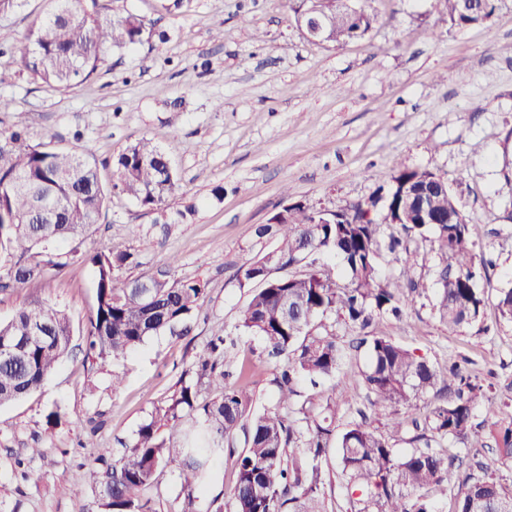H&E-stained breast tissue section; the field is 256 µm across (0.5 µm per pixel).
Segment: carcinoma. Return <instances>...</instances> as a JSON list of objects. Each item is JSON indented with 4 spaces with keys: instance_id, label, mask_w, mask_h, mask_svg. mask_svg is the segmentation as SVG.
Returning <instances> with one entry per match:
<instances>
[{
    "instance_id": "obj_1",
    "label": "carcinoma",
    "mask_w": 512,
    "mask_h": 512,
    "mask_svg": "<svg viewBox=\"0 0 512 512\" xmlns=\"http://www.w3.org/2000/svg\"><path fill=\"white\" fill-rule=\"evenodd\" d=\"M57 0V7L26 35L0 31V51L7 49L30 76L48 86L74 87L91 79L114 49L132 48L153 36L151 21L128 12L101 17L99 0ZM504 0H481L468 8L463 0H436L453 27L489 24ZM374 16L363 9L349 20L336 18L322 45H340L366 36ZM175 147L160 148L140 138L114 161L113 188L165 223H185L193 207L170 215L166 201L179 187L172 162ZM111 190L104 188L89 147L60 149L32 141L27 127L0 130V291L16 290L47 277L69 261L84 257L80 247L97 224ZM438 224L429 223L430 218ZM384 224H396L404 236L382 245ZM257 235L276 237L275 251L243 263L236 272L241 286L258 285L242 309L236 329L260 338L270 356L279 359L275 383L277 404L249 409L244 384L228 385L220 362L224 330H219L200 358L201 376L212 397L201 403L196 383H182L170 405L142 424L112 468L90 477L100 484L108 512H157L145 492L158 469H179L185 509L194 494L212 480L211 460L224 453L237 433L244 449L237 458L231 488L235 512H326L331 485V457H337L352 492L354 512H434L431 497L455 491L451 512H512V489L492 475L462 473V458L450 450L414 448L397 453L393 444L365 422H351L336 434V401L318 391L326 382L339 384L343 346L332 320L365 329L375 317L402 315L404 289L410 279L383 284L378 279L382 248L391 253L409 243L429 241L438 255L439 319L456 331L481 322L488 301L479 287L492 265L476 255V242L459 201L444 177L427 169H403L383 177L379 194L323 214L298 202L277 224H262ZM66 243L63 252L59 245ZM324 254L343 265L347 283L315 264ZM126 251L100 250L88 257L95 272V305L84 335L87 356L100 360L124 356L146 340L174 331L200 311L206 288L198 280L170 281L168 275L124 278L119 269L132 263ZM286 273L268 276L269 262ZM500 317L512 322V287L495 296ZM72 336L69 316L55 306L34 301L0 322V341L25 340L21 353L0 357V406L40 390L48 374L68 353ZM366 348L368 369L360 373L370 404L376 408L412 406L438 385V372L425 358L380 334L358 339ZM300 380L311 389L301 391ZM448 396L428 410L425 429L434 439L480 440L474 423L477 405L490 401L484 386L458 366L448 369ZM202 416L200 428L182 430L185 417ZM168 428L182 440L166 443ZM490 436L499 461L512 467V411L493 423Z\"/></svg>"
}]
</instances>
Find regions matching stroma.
I'll list each match as a JSON object with an SVG mask.
<instances>
[{
	"instance_id": "stroma-1",
	"label": "stroma",
	"mask_w": 512,
	"mask_h": 512,
	"mask_svg": "<svg viewBox=\"0 0 512 512\" xmlns=\"http://www.w3.org/2000/svg\"><path fill=\"white\" fill-rule=\"evenodd\" d=\"M103 16L131 11L151 20L166 40L115 50L96 74L74 88L33 80L18 60L0 54V128L26 126L35 140L70 149L84 142L104 187L113 162L140 138L176 144L179 188L169 210L192 204L185 224H160L126 195L109 196L85 237L84 258L47 278L0 293V320L34 300L61 305L74 334L72 350L41 390L0 407V512H106L98 486L73 490V476L106 470L119 460L139 426L165 409L182 382L197 379V362L216 329L234 333L250 290L238 266L274 249L255 230L289 203L334 209L365 200L383 175L428 169L453 187L477 252L495 265L480 281L488 297L512 283V0L485 27L453 28L433 0H361L375 22L363 39L319 46L303 36L287 0H101ZM56 8L55 0H25L0 13V29L24 36ZM223 185V198L212 189ZM133 253L128 278L168 271L173 279L207 284L202 311L185 334L149 338L119 358L85 357L84 326L95 302L89 254ZM436 254L420 244L413 266L383 254L379 276L409 273L403 320L375 319L389 336L430 361L440 373L465 363L512 399V323L487 306L480 326L448 330L433 311ZM345 345L348 385L334 393L337 430L368 405L357 375L368 366L352 340L360 329L337 323ZM224 362L242 372L251 407L276 404L275 368L263 343L236 336ZM121 378L113 388V378ZM58 423L47 424L51 410ZM236 438L216 458L215 483L194 495L192 512H213L230 490Z\"/></svg>"
}]
</instances>
